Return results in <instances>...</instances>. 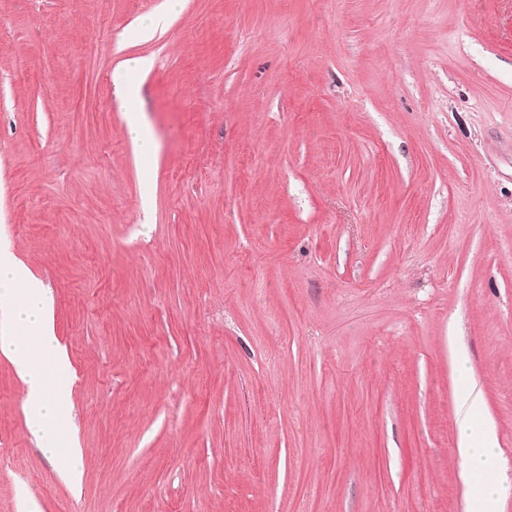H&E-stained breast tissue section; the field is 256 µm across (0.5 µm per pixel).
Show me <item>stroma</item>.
I'll return each mask as SVG.
<instances>
[{
  "label": "stroma",
  "mask_w": 512,
  "mask_h": 512,
  "mask_svg": "<svg viewBox=\"0 0 512 512\" xmlns=\"http://www.w3.org/2000/svg\"><path fill=\"white\" fill-rule=\"evenodd\" d=\"M166 2L0 0V241L83 470L0 358V512H466L470 385L512 479V0H183L129 42ZM151 66L152 61L147 57L132 58L126 62L124 73L113 75V82L126 102L138 100L140 97V87L130 79V74L148 69ZM127 131L133 141L138 143L144 151L154 146V135L144 115L139 112L131 113L127 119Z\"/></svg>",
  "instance_id": "1"
}]
</instances>
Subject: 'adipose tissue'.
Returning a JSON list of instances; mask_svg holds the SVG:
<instances>
[{
    "label": "adipose tissue",
    "mask_w": 512,
    "mask_h": 512,
    "mask_svg": "<svg viewBox=\"0 0 512 512\" xmlns=\"http://www.w3.org/2000/svg\"><path fill=\"white\" fill-rule=\"evenodd\" d=\"M482 396L469 390L460 402L459 455L464 476L478 475L468 495V512H498V499L503 492L494 477L500 467L494 433L482 421Z\"/></svg>",
    "instance_id": "adipose-tissue-1"
}]
</instances>
